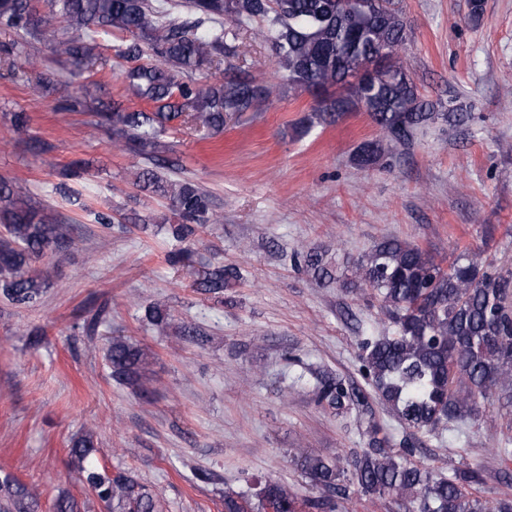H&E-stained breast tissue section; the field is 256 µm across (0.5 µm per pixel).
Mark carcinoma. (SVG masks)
Returning <instances> with one entry per match:
<instances>
[{
    "instance_id": "cac0c4a2",
    "label": "carcinoma",
    "mask_w": 512,
    "mask_h": 512,
    "mask_svg": "<svg viewBox=\"0 0 512 512\" xmlns=\"http://www.w3.org/2000/svg\"><path fill=\"white\" fill-rule=\"evenodd\" d=\"M190 17L173 11L167 0H48L40 12L33 0H0V29L17 39L7 54L22 55L31 68L42 61L26 50L33 31L56 36L55 54L65 63L88 66L101 58V35L129 34L117 46L121 58L138 59L144 50L153 63L128 69L124 81L149 111L128 112L118 102L97 106L99 123L112 128V146L150 162L161 161L162 136L179 120L202 131H221L245 112H261L288 88L310 94L315 116L331 125L348 112L363 111L378 128V138L362 143L359 165L375 166L386 144L409 146L418 131L442 119L464 120L448 97V111L425 100L398 62L408 38L400 0H187ZM251 34L271 44L278 82H259L231 62L228 77L201 84L223 59L236 54L237 42ZM385 53L386 72L365 80L361 72ZM60 99L73 110L86 106L74 88L56 83ZM135 184L168 199L180 222L167 225L175 241L194 244L199 231L218 224L208 193L188 180L150 170L137 172ZM75 241L67 224H58L28 203L22 188L0 180V294L12 304L33 307L50 285L46 257L67 255ZM294 260L320 281L331 280L324 255L300 248ZM244 279L237 264H209L195 288L220 294ZM351 282L369 288L380 301L382 331L360 341V361L372 391L337 374L316 378L317 405L339 414L355 408L365 416L367 448L351 462L343 480L339 461L302 452L301 470L320 495L300 498L278 481L258 485L251 497L224 493V512H336L355 487L364 495L395 497L412 512H490L477 495L480 471L457 469L433 475L410 460L416 445L392 439L376 418L370 396L385 405L404 427L430 432L444 423H476L481 401L496 387H512V267L494 260L455 259L443 268L427 250L398 238L375 243L351 269ZM112 377L141 386L148 365L136 345L114 338L106 349ZM94 435L71 440L69 466L88 486L105 512H163L158 496L130 471L109 474L97 458ZM36 494L11 473L0 472V512H39ZM54 512H81V504L60 492Z\"/></svg>"
}]
</instances>
